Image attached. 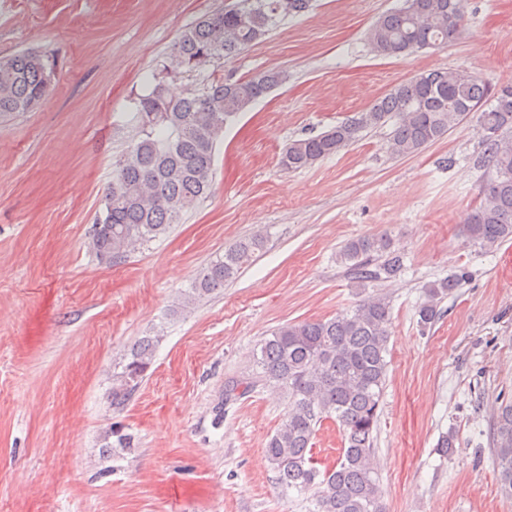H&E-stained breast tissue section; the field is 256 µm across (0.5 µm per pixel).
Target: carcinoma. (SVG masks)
<instances>
[{"mask_svg":"<svg viewBox=\"0 0 512 512\" xmlns=\"http://www.w3.org/2000/svg\"><path fill=\"white\" fill-rule=\"evenodd\" d=\"M418 11L401 7L380 17L368 31L372 50L403 56L440 48L461 36L462 0H417ZM309 0H237L229 9L204 16L175 41L170 59L178 73L194 74L201 57L237 55L277 27L300 14ZM283 72L268 70L239 80L229 89L223 80L207 79L178 98L166 95L165 71L151 73L143 93L132 99L129 122L135 135L113 163L112 181L102 202V222L91 225L96 258L112 257L116 265L132 253L166 236L172 227L211 195L215 155L228 122L277 86ZM49 90L45 58L24 51L0 57V118L39 109ZM473 110L486 177L479 202L466 218L464 233L473 245L491 250L512 240V86L496 87L464 70L418 74L392 88L364 112L315 136L290 141L278 163L297 172L337 155L360 133L389 127L387 148L393 156L413 155L454 129L465 109ZM496 129L494 139L484 138ZM264 246L256 234L213 258L179 306L187 308L237 278ZM384 236L348 241L339 262L354 278L388 280L403 267L401 256L389 252ZM383 262L373 267V257ZM461 271L425 286L418 308L427 328L439 319V305L465 281ZM391 311L382 296L360 299L354 308L318 320L285 323L260 343L257 375L243 392L256 385L281 390L288 411L266 442L265 456L283 489L314 491L312 512H388L374 469V433L386 382ZM162 335L136 341L112 374L110 406L123 408L153 366ZM338 425L343 448L336 461L317 467L314 438L323 421ZM101 447H133L129 434L106 429ZM493 441L502 492L512 497V401L500 405L493 418Z\"/></svg>","mask_w":512,"mask_h":512,"instance_id":"1","label":"carcinoma"}]
</instances>
